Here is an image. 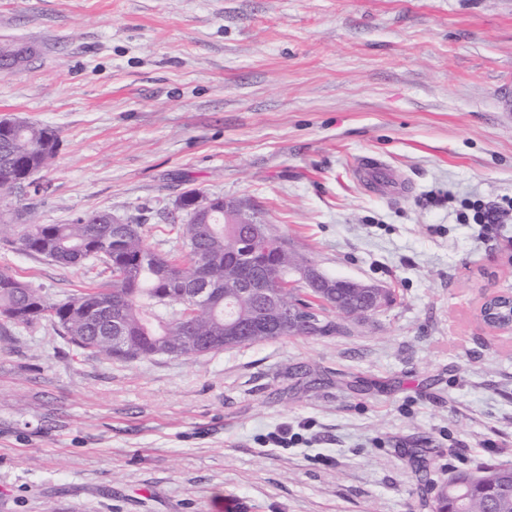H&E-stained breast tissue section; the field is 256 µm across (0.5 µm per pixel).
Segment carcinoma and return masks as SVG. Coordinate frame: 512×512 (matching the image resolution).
Returning <instances> with one entry per match:
<instances>
[{
    "mask_svg": "<svg viewBox=\"0 0 512 512\" xmlns=\"http://www.w3.org/2000/svg\"><path fill=\"white\" fill-rule=\"evenodd\" d=\"M59 137L49 127L27 123L9 137L0 139V221L18 219L9 198L17 191L16 165L32 161L49 169L58 152ZM97 240L100 260L110 270L107 286L84 290L56 302L48 301L38 289L0 269V319L3 323L30 325L48 320L57 325L67 343L92 356L132 363L166 356L191 360L227 349L253 346L277 339L301 336H330L339 329L331 313L342 312L352 321L374 314L353 288H336L324 294L318 288L288 287V270L308 265L311 260L288 249L287 242L266 225V241L251 243L247 226L235 223L224 211L214 213L208 224L184 223L179 241L182 256L173 257L150 249L144 242L143 224L112 223L108 212L76 217L69 224H38L24 231L16 242L27 254L44 257L57 254L55 263L81 266L90 260L78 246ZM255 248L252 277L258 288H276L284 301L304 315L321 322L320 330L281 325L275 335L262 332L224 335V311L229 310L243 324L255 311L254 298L226 283L239 276L234 255ZM206 257L213 285L220 289L218 300L203 309L181 304L175 284L192 279L200 257ZM103 301L116 308L126 330L125 344L114 349L96 339L104 330L84 319L76 304ZM435 512H512V466L459 471L435 498Z\"/></svg>",
    "mask_w": 512,
    "mask_h": 512,
    "instance_id": "carcinoma-1",
    "label": "carcinoma"
}]
</instances>
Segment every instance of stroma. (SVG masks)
I'll return each instance as SVG.
<instances>
[{
  "mask_svg": "<svg viewBox=\"0 0 512 512\" xmlns=\"http://www.w3.org/2000/svg\"><path fill=\"white\" fill-rule=\"evenodd\" d=\"M1 41L35 54L0 73V114L60 144L0 223V269L53 302L101 285L17 237L105 211L166 253L195 189L394 301L333 336L132 364L0 326V512H432L451 473L512 464V334L477 320L512 290V211L487 235L462 218L512 198V0H0ZM284 427L303 442L264 443ZM357 177L361 184L388 188L392 185V175L381 163H369L358 168Z\"/></svg>",
  "mask_w": 512,
  "mask_h": 512,
  "instance_id": "1",
  "label": "stroma"
}]
</instances>
